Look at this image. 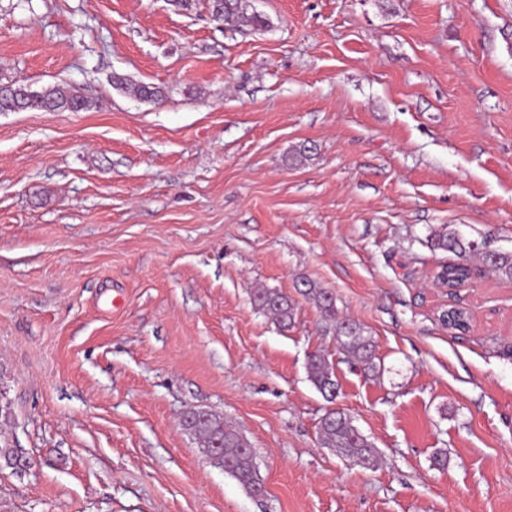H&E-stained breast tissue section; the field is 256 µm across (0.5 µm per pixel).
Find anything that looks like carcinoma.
I'll list each match as a JSON object with an SVG mask.
<instances>
[{"mask_svg":"<svg viewBox=\"0 0 512 512\" xmlns=\"http://www.w3.org/2000/svg\"><path fill=\"white\" fill-rule=\"evenodd\" d=\"M211 14L218 22L233 18L243 26L265 25L261 15L248 12L246 0H212ZM114 84L143 100L159 102L164 97V91L157 86L129 84L120 77L116 78ZM0 93L12 96L14 103L26 110L79 112L92 106L88 97L75 87L65 84L50 85L32 93L30 88L22 84L0 83ZM428 243L432 248L450 252L456 257V260L443 266L444 278L450 288H459L468 282L471 274L469 262L474 258L482 260L494 274L512 280V251H488L484 244L464 238L457 231L448 229L446 224L432 230ZM298 293L313 303L323 318L331 323L339 346L354 359L358 367L367 374L377 373L374 339L364 334L360 324L336 317L333 294L310 280L300 282ZM251 303L256 309L273 315L282 324L294 320L295 304L285 294L260 289L251 294ZM441 320L450 330L463 332L469 327V318L459 307L448 308L441 315ZM307 372L309 380L323 397L332 395L338 389L336 377L325 354H310ZM181 427L199 439L204 456L213 452L218 454L214 467L234 478L250 495L261 496L265 493L252 448L224 424V418L208 410L190 408L181 418ZM319 433L323 447L333 449L356 465L373 466L372 444L353 424L350 415L340 410L328 412L321 420Z\"/></svg>","mask_w":512,"mask_h":512,"instance_id":"cac0c4a2","label":"carcinoma"}]
</instances>
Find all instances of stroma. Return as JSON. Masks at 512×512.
Masks as SVG:
<instances>
[{"label": "stroma", "mask_w": 512, "mask_h": 512, "mask_svg": "<svg viewBox=\"0 0 512 512\" xmlns=\"http://www.w3.org/2000/svg\"><path fill=\"white\" fill-rule=\"evenodd\" d=\"M209 5L0 0V81L93 100L0 112V438L28 462L0 468V512H512V280L476 259L437 287L428 243L512 251V0H248L260 28ZM454 303L469 330L442 325ZM191 407L247 440L263 496L205 460ZM333 407L374 467L321 446ZM114 84L119 89H126L128 92L132 93L134 96L151 101V102H159L163 100L164 91L157 86H149L146 84H136L130 83L123 78L117 77L114 81ZM298 293L319 309L325 320L334 327L341 349L350 355L358 367L366 374L378 371L376 363V343L371 336L364 334L360 324L350 319L336 317L335 299L331 292L310 280H302ZM252 305L263 312L272 314L282 324L291 323L295 316V304L285 294L274 290L260 289L251 294ZM307 372L308 378L316 390L332 402L333 399L328 398V395L333 396V390L337 392L338 383L325 354L321 352L310 354L307 361Z\"/></svg>", "instance_id": "1"}]
</instances>
